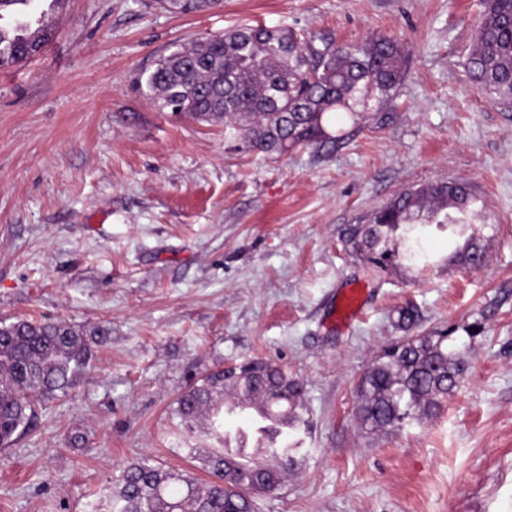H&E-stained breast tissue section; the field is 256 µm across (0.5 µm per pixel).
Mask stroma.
<instances>
[{
	"label": "stroma",
	"mask_w": 512,
	"mask_h": 512,
	"mask_svg": "<svg viewBox=\"0 0 512 512\" xmlns=\"http://www.w3.org/2000/svg\"><path fill=\"white\" fill-rule=\"evenodd\" d=\"M481 0H64L46 46L0 67V320L112 325L68 396L0 449V512H87L134 458L199 473L215 442L176 400L209 371L260 358L303 384L301 465L258 512H512V110L471 79ZM265 23L409 51L388 109L339 144L238 151L223 125L159 110L133 81L172 44ZM482 202L463 232L430 229L429 263L370 264L351 224L408 189ZM483 253L473 271L468 243ZM359 285L362 316L328 320ZM449 329L468 370L432 418L357 422L355 386L402 335ZM79 443H72V436ZM168 11L181 14L201 13L214 9L218 0H161Z\"/></svg>",
	"instance_id": "35a3bbf8"
}]
</instances>
